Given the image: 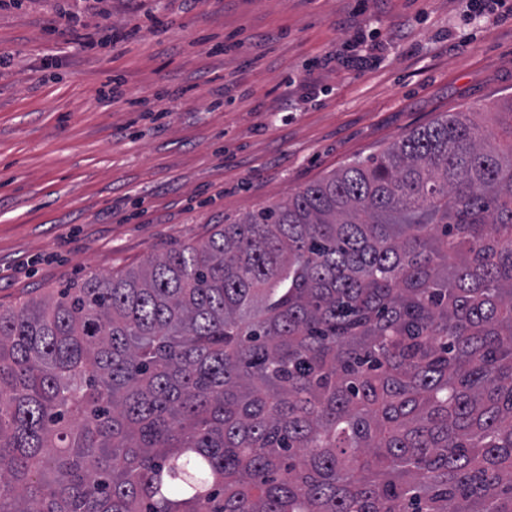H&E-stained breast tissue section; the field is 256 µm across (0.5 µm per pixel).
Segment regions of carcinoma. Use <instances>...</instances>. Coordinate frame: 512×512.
Listing matches in <instances>:
<instances>
[{"label": "carcinoma", "mask_w": 512, "mask_h": 512, "mask_svg": "<svg viewBox=\"0 0 512 512\" xmlns=\"http://www.w3.org/2000/svg\"><path fill=\"white\" fill-rule=\"evenodd\" d=\"M0 512H512V101L0 310Z\"/></svg>", "instance_id": "carcinoma-1"}]
</instances>
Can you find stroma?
Returning <instances> with one entry per match:
<instances>
[{"instance_id": "1", "label": "stroma", "mask_w": 512, "mask_h": 512, "mask_svg": "<svg viewBox=\"0 0 512 512\" xmlns=\"http://www.w3.org/2000/svg\"><path fill=\"white\" fill-rule=\"evenodd\" d=\"M469 0L0 7V310L512 98V16ZM73 18L72 33L52 24Z\"/></svg>"}]
</instances>
